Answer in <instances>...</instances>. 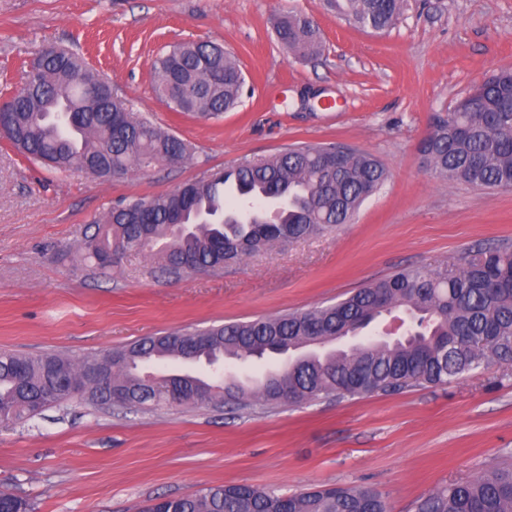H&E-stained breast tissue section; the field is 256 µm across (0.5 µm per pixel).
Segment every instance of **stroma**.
Here are the masks:
<instances>
[{
    "label": "stroma",
    "instance_id": "35a3bbf8",
    "mask_svg": "<svg viewBox=\"0 0 512 512\" xmlns=\"http://www.w3.org/2000/svg\"><path fill=\"white\" fill-rule=\"evenodd\" d=\"M318 25L319 55L279 45L275 15ZM210 41L237 58L240 105L203 119L169 110L153 58ZM83 55L129 109L193 147V161L103 181L48 168L0 137V350L80 360L143 337L311 310L396 270L512 244V188L448 182L420 144L493 70L512 67V0H405L390 30L350 26L325 0H0V92L43 49ZM367 151L383 187L340 229L174 280L143 255L111 276L81 263L89 222L121 200L169 192L242 157L294 144ZM512 454V365L446 386L320 400L300 408L183 405L130 412L73 399L0 426V489L36 512H139L159 496L244 484L279 494L369 487L392 512Z\"/></svg>",
    "mask_w": 512,
    "mask_h": 512
}]
</instances>
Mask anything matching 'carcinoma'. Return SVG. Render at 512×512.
<instances>
[{
  "instance_id": "1",
  "label": "carcinoma",
  "mask_w": 512,
  "mask_h": 512,
  "mask_svg": "<svg viewBox=\"0 0 512 512\" xmlns=\"http://www.w3.org/2000/svg\"><path fill=\"white\" fill-rule=\"evenodd\" d=\"M359 29L396 25L403 0H327ZM277 40L298 57L321 47L314 20L285 12L275 22ZM26 92L13 98L9 140L30 159L62 170L85 169L109 180L118 171L181 166L190 146L131 111L110 84L79 54L64 48L42 56ZM155 97L175 112L203 118L236 108L245 77L234 55L210 42L179 43L151 63ZM512 69L494 71L448 112L438 115L421 144L429 169L448 181L512 187ZM387 171L373 155L335 145H291L265 159L243 158L169 192L131 197L91 222L78 252L101 274L125 252L160 259L171 278L215 271L273 245L320 235L350 223L366 199L381 189ZM282 201L270 215L260 205ZM212 213L224 223L198 224ZM410 315L413 336L372 338L351 350L332 346L383 317ZM191 332L144 338L81 364L67 356L27 357L0 351V416L15 423L71 399V389L91 404L107 394L84 385L86 369L109 364L112 387L125 391V409L201 405L212 399L238 408L278 406V396L300 407L322 397L388 394L422 385H445L494 363L512 362V247L479 246L461 264L404 268L359 288L336 303L273 317L227 323L204 332L198 360L239 363L302 347L315 336L328 343L318 358L294 369L269 370L240 380L215 372L185 374L183 396L173 403L164 386L144 378L156 363L182 364V341ZM391 512L387 499L364 487H331L277 494L248 485L207 486L180 497H157L144 512ZM0 512H34L27 498L0 490ZM416 512H512V462L504 460L464 482L433 489Z\"/></svg>"
}]
</instances>
